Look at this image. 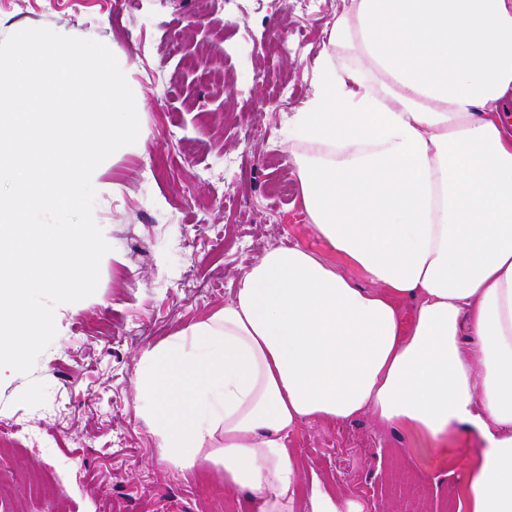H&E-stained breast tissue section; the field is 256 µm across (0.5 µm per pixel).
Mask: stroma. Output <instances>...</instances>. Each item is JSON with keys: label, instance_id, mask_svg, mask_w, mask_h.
Masks as SVG:
<instances>
[{"label": "stroma", "instance_id": "35a3bbf8", "mask_svg": "<svg viewBox=\"0 0 512 512\" xmlns=\"http://www.w3.org/2000/svg\"><path fill=\"white\" fill-rule=\"evenodd\" d=\"M341 0H0V39L27 27L93 38L123 64L144 140L94 172L93 210L111 252L96 296L57 307V335L29 373L0 379V424L55 435L0 446V512H256L205 469L160 460L136 414L139 355L223 306L266 247L327 250L298 203L288 115L307 99L323 29ZM288 53L265 48L280 26ZM293 96L281 102L282 88ZM368 415L302 426L301 480L345 512H448L463 470Z\"/></svg>", "mask_w": 512, "mask_h": 512}]
</instances>
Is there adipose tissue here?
Returning <instances> with one entry per match:
<instances>
[{
    "label": "adipose tissue",
    "instance_id": "ef3b65f1",
    "mask_svg": "<svg viewBox=\"0 0 512 512\" xmlns=\"http://www.w3.org/2000/svg\"><path fill=\"white\" fill-rule=\"evenodd\" d=\"M342 3L288 117L335 259L296 244L243 265L222 307L141 353L137 415L162 461L208 466L257 512H342L301 486L291 441L361 414L460 464L459 512H512V0Z\"/></svg>",
    "mask_w": 512,
    "mask_h": 512
}]
</instances>
